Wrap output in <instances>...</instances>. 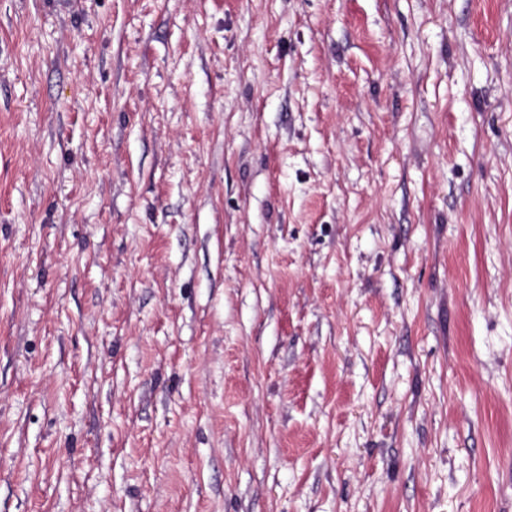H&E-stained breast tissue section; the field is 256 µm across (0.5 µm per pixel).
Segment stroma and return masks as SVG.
Returning a JSON list of instances; mask_svg holds the SVG:
<instances>
[{
    "label": "stroma",
    "mask_w": 512,
    "mask_h": 512,
    "mask_svg": "<svg viewBox=\"0 0 512 512\" xmlns=\"http://www.w3.org/2000/svg\"><path fill=\"white\" fill-rule=\"evenodd\" d=\"M0 512H512V0H0Z\"/></svg>",
    "instance_id": "1"
}]
</instances>
